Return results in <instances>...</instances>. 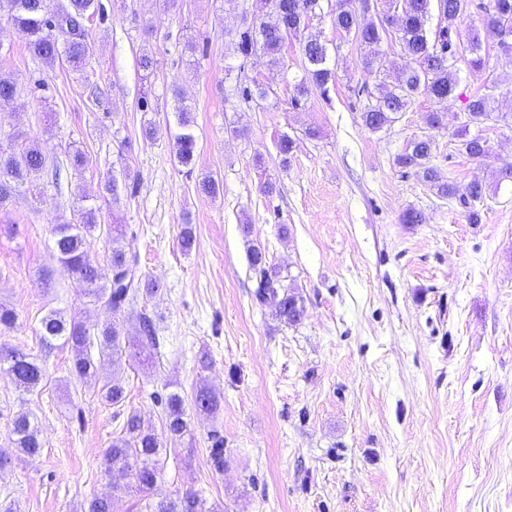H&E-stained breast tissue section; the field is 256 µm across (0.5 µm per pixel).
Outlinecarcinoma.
<instances>
[{
  "instance_id": "cac0c4a2",
  "label": "carcinoma",
  "mask_w": 512,
  "mask_h": 512,
  "mask_svg": "<svg viewBox=\"0 0 512 512\" xmlns=\"http://www.w3.org/2000/svg\"><path fill=\"white\" fill-rule=\"evenodd\" d=\"M323 0H273L272 16L267 21L249 25L238 32L237 48L245 56H253L268 66H275L288 41L289 33L305 29L310 18L322 13ZM348 0H336L331 21L336 31L350 36L367 50L365 64L372 73L385 69L381 50L382 35L393 29L397 35L400 56L409 64L390 62L392 81L380 83V93L361 114L364 126L372 132L390 126L407 111L412 99L426 92L437 102L453 97L459 87L460 76L457 60L467 58L473 70L485 66L481 44L474 37L466 43L456 41V24L468 10L469 0H385V9L371 13L369 8L347 9ZM437 9L445 25L430 32L427 22L432 9ZM483 24L497 32L504 25L512 27V0H490L483 8ZM95 14L104 15L100 0H61L58 7L50 9L48 0H0V17L27 34L26 48L29 55L45 63L65 61L78 69L86 65L88 46L85 27L77 21H86ZM302 54L306 63L307 81L297 88L294 103H299L315 90L327 91L336 81V72L330 67V56L325 44L303 43ZM21 92L13 79L0 77V104H7ZM179 103L178 124L180 132L174 138L175 156L183 166L192 164L196 140L193 133L194 117L187 105L188 92L183 88L174 91ZM467 111L474 124L480 126L493 119L492 98L489 94L474 95L469 99ZM466 154L473 159L489 155L488 142L481 134L464 141ZM432 141L422 138L411 142L408 151L396 157L403 168H414L423 178L436 179L434 169L427 166ZM48 158L36 142L20 149L0 148V208H4L18 188L47 168ZM100 228L97 211L84 207L78 211L74 224H56L52 228L53 257L61 269L75 276L84 284V295L93 303H100L116 316L125 312L141 295H152L160 285L146 280L138 273L137 260L122 243L123 227L112 225V249L109 259L111 275L105 277L92 258L89 239ZM248 261L256 282L254 297L261 305H272L280 319L288 325L301 322V300L289 292L276 266L267 260L264 250L252 247ZM124 326L113 319L92 333L84 324L68 320L57 310H51L40 319L38 335L46 349L56 345L68 347L72 353V370L80 379L94 374L97 369L92 350L98 356L112 360V366L120 365L123 354ZM141 349L151 350L159 345V336L153 320L139 316ZM0 372L7 374L16 388L29 393L42 386L46 380L43 366L37 359L21 350L0 348ZM101 399L112 407L125 402L124 387L114 378L105 381L99 390ZM166 413L167 431L181 436L190 430L185 410V399L178 391L160 397ZM194 407L204 413L217 410L218 401L212 392L201 386L193 393ZM14 444L19 452L28 457L38 455L43 448L39 424L34 415L26 410L16 414L12 422ZM210 457L215 470L224 469V438L211 434ZM160 442L154 433L144 429L141 417L127 414L120 435L112 439V445L103 456L104 471L112 482L129 481L137 492L150 491L157 482ZM147 512H203L195 493L161 500L146 505Z\"/></svg>"
}]
</instances>
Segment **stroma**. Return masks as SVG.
<instances>
[{
	"label": "stroma",
	"instance_id": "obj_1",
	"mask_svg": "<svg viewBox=\"0 0 512 512\" xmlns=\"http://www.w3.org/2000/svg\"><path fill=\"white\" fill-rule=\"evenodd\" d=\"M481 0L457 22L460 41L482 40L487 63L459 61L455 98L417 95L378 132L360 114L378 93L364 52L331 24L336 0L291 37L280 62L243 60L242 27L271 11L270 0H102L104 18L85 24L84 70L31 58L24 34L0 19V76L22 93L0 108V146L38 138L62 168L54 187L42 173L0 211V305L17 314L0 347L34 355L45 386L16 389L0 373V503L14 512H82L111 497L117 512L194 491L204 512H512V56L483 29ZM327 43L336 81L296 100L305 75L302 45ZM157 66L145 72L142 54ZM260 85L246 102L236 84ZM190 94L197 149L193 167L174 156V87ZM491 94L495 118L482 127L491 146L477 161L463 147L468 97ZM444 115L441 127L427 123ZM316 136H308V129ZM295 147L281 159L277 143ZM430 164L458 192L441 195L397 155L421 137ZM87 163L74 169L69 157ZM217 195L200 188L204 176ZM488 187L468 220L462 188ZM272 192H264L266 183ZM96 209L91 254L108 268L112 225L160 291L125 312L119 368L97 377L71 371L68 348L44 350L37 330L51 310L97 330L108 311L52 254L51 228ZM420 223L405 224L406 211ZM191 220L195 243L178 239ZM260 246L303 301L296 325L254 298L248 251ZM156 324L151 361L137 356L139 314ZM125 388V412L163 436L167 454L148 498L104 473L103 453L122 426L103 403L104 380ZM220 400L216 414L187 407L190 435L165 434L171 391L199 386ZM27 410L44 447L16 450L11 422ZM224 438V470L210 459Z\"/></svg>",
	"mask_w": 512,
	"mask_h": 512
}]
</instances>
